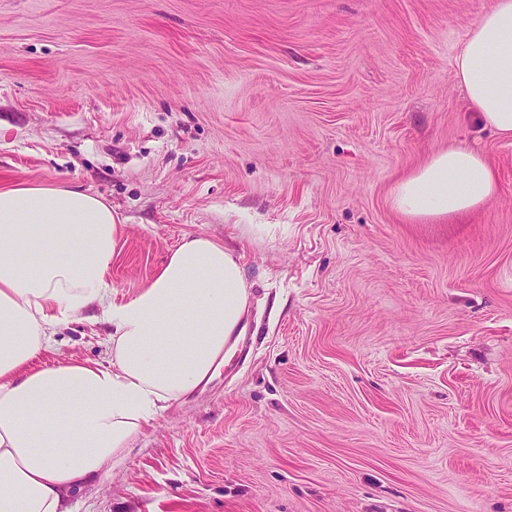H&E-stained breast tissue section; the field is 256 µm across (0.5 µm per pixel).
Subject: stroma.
Segmentation results:
<instances>
[{
    "mask_svg": "<svg viewBox=\"0 0 512 512\" xmlns=\"http://www.w3.org/2000/svg\"><path fill=\"white\" fill-rule=\"evenodd\" d=\"M496 0H0V188L102 196L111 299L188 235L234 249L247 340L76 512H512V139L456 76ZM469 146L496 196L390 205ZM109 325L36 363H105Z\"/></svg>",
    "mask_w": 512,
    "mask_h": 512,
    "instance_id": "obj_1",
    "label": "stroma"
}]
</instances>
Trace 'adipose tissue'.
I'll return each mask as SVG.
<instances>
[{
    "mask_svg": "<svg viewBox=\"0 0 512 512\" xmlns=\"http://www.w3.org/2000/svg\"><path fill=\"white\" fill-rule=\"evenodd\" d=\"M470 108L512 137V0H496L455 59ZM497 191L487 157L434 153L390 191L412 220L479 209ZM123 227L100 196L19 184L0 189V512H74L71 492L108 472L162 404L207 385L247 328L241 258L189 235L136 296L110 298ZM98 307L110 364L34 359L56 329Z\"/></svg>",
    "mask_w": 512,
    "mask_h": 512,
    "instance_id": "obj_1",
    "label": "adipose tissue"
}]
</instances>
